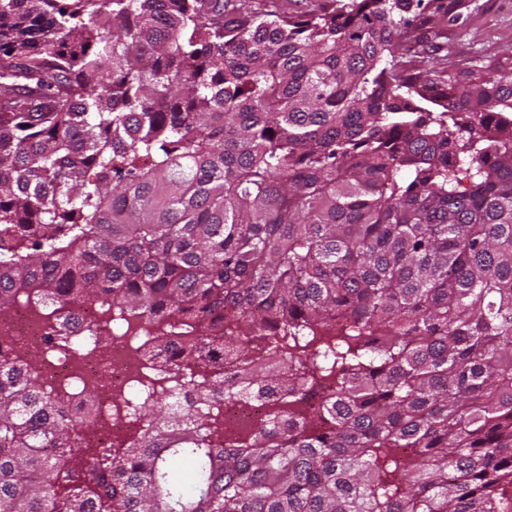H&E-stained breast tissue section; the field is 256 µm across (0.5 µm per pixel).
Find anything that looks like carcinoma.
<instances>
[{"label": "carcinoma", "instance_id": "obj_1", "mask_svg": "<svg viewBox=\"0 0 512 512\" xmlns=\"http://www.w3.org/2000/svg\"><path fill=\"white\" fill-rule=\"evenodd\" d=\"M438 16L0 0V319L155 329L108 453L0 363V512H512V56L412 63ZM263 406L264 402L256 400L249 403L236 400H224V419L233 423H245L260 412Z\"/></svg>", "mask_w": 512, "mask_h": 512}]
</instances>
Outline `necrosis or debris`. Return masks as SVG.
Listing matches in <instances>:
<instances>
[{
	"instance_id": "obj_1",
	"label": "necrosis or debris",
	"mask_w": 512,
	"mask_h": 512,
	"mask_svg": "<svg viewBox=\"0 0 512 512\" xmlns=\"http://www.w3.org/2000/svg\"><path fill=\"white\" fill-rule=\"evenodd\" d=\"M53 336L70 337L72 348H53L49 342ZM94 336L111 337L107 355L86 353ZM31 354L42 358L38 377L47 388L75 390V397L66 403L71 416L82 415L78 390L96 389L97 421L84 431L86 445L108 448L133 434L135 421L125 397L142 362L126 338L114 335L104 307L74 305L52 318L37 303L16 307L10 318L0 321V358Z\"/></svg>"
}]
</instances>
